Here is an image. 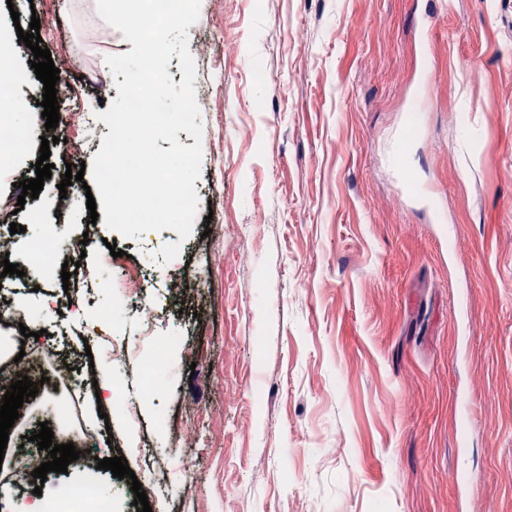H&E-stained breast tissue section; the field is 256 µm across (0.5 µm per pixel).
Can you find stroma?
<instances>
[{
    "mask_svg": "<svg viewBox=\"0 0 512 512\" xmlns=\"http://www.w3.org/2000/svg\"><path fill=\"white\" fill-rule=\"evenodd\" d=\"M35 17L52 59L71 60L64 112H106L118 90L95 78L132 48L97 0H0L29 131L0 152L2 198L34 178L46 133L16 32ZM188 46L208 106L187 239L123 237L92 222L81 182L59 192L64 168L99 152L98 119L61 127L51 179L0 217L22 227L0 261L61 223L69 238L91 234L85 266L115 278L135 267L158 306L142 342L121 289L91 297L82 276L62 280L66 249L50 272L0 279V305L37 335L31 350L79 357L59 395L75 403L70 425L93 424L135 473L98 471L109 512H141L136 481L152 512H512V0H201ZM398 154L438 213L403 191ZM172 242L176 259L151 260ZM111 244L123 252L113 268L101 263ZM94 328L137 348L131 363L85 346ZM160 347L162 395L136 419L116 406L98 420L92 365L133 391ZM44 421L56 418L41 391L6 458Z\"/></svg>",
    "mask_w": 512,
    "mask_h": 512,
    "instance_id": "stroma-1",
    "label": "stroma"
}]
</instances>
